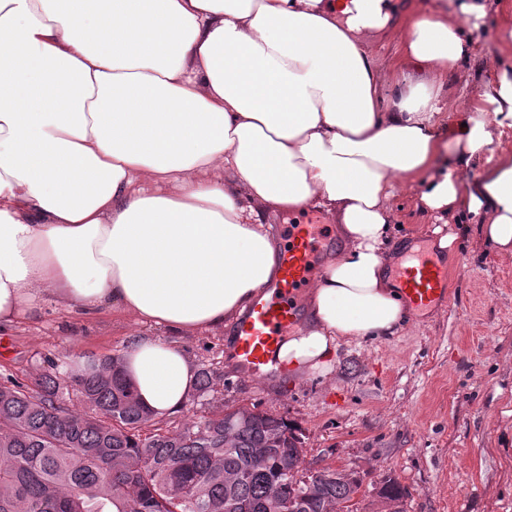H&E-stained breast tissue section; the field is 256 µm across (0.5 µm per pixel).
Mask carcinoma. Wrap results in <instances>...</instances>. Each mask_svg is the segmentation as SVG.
Segmentation results:
<instances>
[{"label": "carcinoma", "mask_w": 512, "mask_h": 512, "mask_svg": "<svg viewBox=\"0 0 512 512\" xmlns=\"http://www.w3.org/2000/svg\"><path fill=\"white\" fill-rule=\"evenodd\" d=\"M122 357L66 371L59 382H0V512H343L361 488L352 470L305 464L301 438L272 413L227 408L163 427L137 401ZM218 372L198 369L196 394ZM407 490L382 482L379 512H404Z\"/></svg>", "instance_id": "cac0c4a2"}]
</instances>
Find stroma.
I'll use <instances>...</instances> for the list:
<instances>
[{"instance_id": "1", "label": "stroma", "mask_w": 512, "mask_h": 512, "mask_svg": "<svg viewBox=\"0 0 512 512\" xmlns=\"http://www.w3.org/2000/svg\"><path fill=\"white\" fill-rule=\"evenodd\" d=\"M417 2L393 0L387 27L366 42L388 98L408 73L399 42ZM501 25V12L488 9L471 33L474 54L441 92L439 132L449 144L458 115L482 106L488 83L512 75V47L503 45ZM493 136L468 165H458L450 147L438 167L456 169L467 185L489 168L512 163V119L494 124ZM390 205L395 222L388 255L397 264L415 241L433 240L440 221L416 186L402 179ZM481 222L464 210L452 222L457 239L442 256L449 264L450 305L409 316L395 335L341 344L330 374L257 379L227 360L225 333L180 338L195 363L214 366L222 376L212 400H190L174 422L228 407L283 416L300 435L307 461L358 472L357 512H377L376 490L389 477L408 490L405 512H512V256L484 243ZM461 255L466 265L460 271L455 262ZM142 330L109 310L86 316L43 304L36 315L0 331L7 345L0 352V382H30L64 355L78 361L122 354L129 334Z\"/></svg>"}]
</instances>
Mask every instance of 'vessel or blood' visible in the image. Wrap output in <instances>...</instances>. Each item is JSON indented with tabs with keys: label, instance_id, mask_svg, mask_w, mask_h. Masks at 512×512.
<instances>
[{
	"label": "vessel or blood",
	"instance_id": "1",
	"mask_svg": "<svg viewBox=\"0 0 512 512\" xmlns=\"http://www.w3.org/2000/svg\"><path fill=\"white\" fill-rule=\"evenodd\" d=\"M332 243L326 225L290 228L274 279L254 299L234 330L233 358L246 374L256 378L268 375L281 337L301 330L297 293L312 284L320 272V259ZM395 277L412 312L446 303L450 298L446 290L448 268L431 245L421 243L406 250Z\"/></svg>",
	"mask_w": 512,
	"mask_h": 512
}]
</instances>
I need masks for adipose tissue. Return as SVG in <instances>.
<instances>
[{
    "instance_id": "adipose-tissue-1",
    "label": "adipose tissue",
    "mask_w": 512,
    "mask_h": 512,
    "mask_svg": "<svg viewBox=\"0 0 512 512\" xmlns=\"http://www.w3.org/2000/svg\"><path fill=\"white\" fill-rule=\"evenodd\" d=\"M391 0H0V330L48 301L109 308L184 336L220 331L274 278L262 212L337 224L306 329L277 368L327 374L341 343L407 320L385 275L395 177L433 211L466 204L512 255V166L470 186L433 161L437 76L473 52L485 0H422L401 40L414 74L392 102L366 39ZM455 145L493 141L512 79L486 87ZM162 183L173 192L159 191ZM122 370L154 417L180 412L196 367L178 343L130 336Z\"/></svg>"
}]
</instances>
